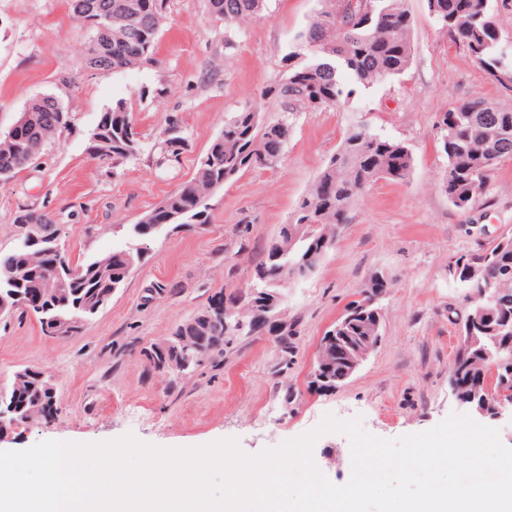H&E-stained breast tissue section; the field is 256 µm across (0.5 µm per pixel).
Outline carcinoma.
Returning a JSON list of instances; mask_svg holds the SVG:
<instances>
[{
  "instance_id": "1",
  "label": "carcinoma",
  "mask_w": 512,
  "mask_h": 512,
  "mask_svg": "<svg viewBox=\"0 0 512 512\" xmlns=\"http://www.w3.org/2000/svg\"><path fill=\"white\" fill-rule=\"evenodd\" d=\"M74 23L88 33L83 56L88 67L122 71L145 59L154 49L164 19L167 0H68ZM320 8L283 57L282 78L261 93L275 98L288 111L303 106L327 110L348 103L356 89H369L401 76L412 55L413 20L403 0H354L346 9L337 0H318ZM430 13L452 39L483 64L488 75L502 82L512 76V60L500 46L493 21L494 0H427ZM208 14L230 26L258 17L264 0H206ZM258 111L246 109L224 122V129L199 157L192 178L136 223L127 227L128 243L122 249L81 264L75 278L65 276L64 256L48 247L56 244L49 228L52 216L33 209L20 210L14 223L39 231L25 237L27 245L0 254V294L27 300L22 311L34 313L41 331L50 337L76 335L84 322L75 316H93L108 305L112 293L125 282L143 254L142 244L161 224L172 229H198L210 222L208 200L246 171L276 168L284 157L290 136L288 119H255ZM70 113L46 96L28 109L25 126L12 141L0 137V181L15 177L30 165L31 154L42 153L57 130L70 125ZM441 150L447 159L440 190L457 208L467 209L482 192L488 174L512 157V108L481 99L463 100L438 121ZM93 154L112 166L136 158L139 145L130 113L117 102L104 113L92 134ZM413 158L401 142L371 132L365 126L350 128L336 154L321 170L308 193L299 201L292 222L281 226L267 248L266 259L254 269V281L243 310L224 303V297L177 325L171 336L143 350L147 364L157 370H177L183 348L195 345L194 371L235 332L224 321V311L248 324L262 309L263 296L288 284V265L312 273L326 254L319 240L331 243L347 223L352 204L373 183L383 179L405 181ZM458 279L472 291L474 301L464 316L465 339L458 350L450 381L467 398L482 389L490 365L497 357L512 356V246L477 255H461ZM385 284L370 278L368 295L349 305L353 314L346 335L361 341L380 330L381 311L369 303L370 294ZM336 346L322 345L324 375L334 376L341 365ZM28 380L0 383V400L27 395V418L40 417L47 393L42 372L26 369Z\"/></svg>"
}]
</instances>
